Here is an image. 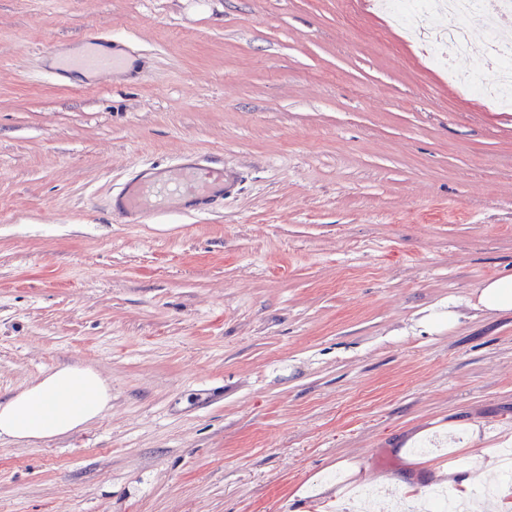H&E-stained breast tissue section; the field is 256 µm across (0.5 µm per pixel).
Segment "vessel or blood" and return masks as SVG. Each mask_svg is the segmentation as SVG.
Returning a JSON list of instances; mask_svg holds the SVG:
<instances>
[{
	"label": "vessel or blood",
	"instance_id": "b4317fda",
	"mask_svg": "<svg viewBox=\"0 0 512 512\" xmlns=\"http://www.w3.org/2000/svg\"><path fill=\"white\" fill-rule=\"evenodd\" d=\"M228 185L229 173L223 164L187 161L169 167L163 178L140 179L121 197L117 211L127 218H143L158 213L160 204L171 197L207 204L217 201Z\"/></svg>",
	"mask_w": 512,
	"mask_h": 512
}]
</instances>
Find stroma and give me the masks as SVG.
<instances>
[{"label":"stroma","instance_id":"obj_1","mask_svg":"<svg viewBox=\"0 0 512 512\" xmlns=\"http://www.w3.org/2000/svg\"><path fill=\"white\" fill-rule=\"evenodd\" d=\"M98 43L132 70L65 80ZM364 0H0V399L89 366L112 407L0 440V512H422L405 457L512 431V112ZM236 180L125 224L187 156ZM459 319L449 323V310ZM478 306L488 313L512 311V278H498L481 285ZM458 426L463 429L461 442L455 445V448H468L474 459L482 458L479 447L487 436L488 426L482 422L461 421Z\"/></svg>","mask_w":512,"mask_h":512}]
</instances>
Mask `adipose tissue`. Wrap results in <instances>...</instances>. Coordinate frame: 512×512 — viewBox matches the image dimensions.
I'll list each match as a JSON object with an SVG mask.
<instances>
[{
	"instance_id": "1",
	"label": "adipose tissue",
	"mask_w": 512,
	"mask_h": 512,
	"mask_svg": "<svg viewBox=\"0 0 512 512\" xmlns=\"http://www.w3.org/2000/svg\"><path fill=\"white\" fill-rule=\"evenodd\" d=\"M112 390L86 366L54 369L0 401V439L36 444L84 429L111 406Z\"/></svg>"
}]
</instances>
